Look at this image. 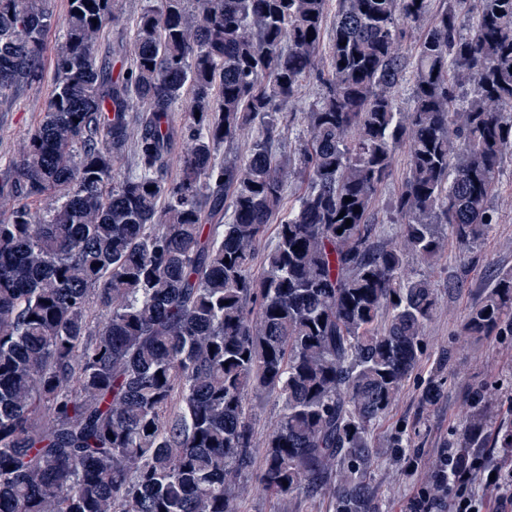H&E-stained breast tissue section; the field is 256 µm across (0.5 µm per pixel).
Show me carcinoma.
I'll list each match as a JSON object with an SVG mask.
<instances>
[{
	"label": "carcinoma",
	"instance_id": "obj_1",
	"mask_svg": "<svg viewBox=\"0 0 512 512\" xmlns=\"http://www.w3.org/2000/svg\"><path fill=\"white\" fill-rule=\"evenodd\" d=\"M338 2L324 71L329 0H146L115 50L130 57L118 79L95 50L119 0L68 3L44 115L0 185L16 200L0 218V512H236L252 489L380 512L364 481L373 428L419 364L436 306L406 257L433 265L444 224L470 247L496 223L512 0H477L469 29L470 0H448L410 53L430 0ZM52 14V0H0L1 97L43 79ZM311 79L321 93L290 171L273 153L278 115ZM242 134L246 154L217 162ZM130 143L134 168L114 185ZM404 144L401 223L379 247L371 211ZM293 173L305 188L287 206ZM39 198L43 209L27 204ZM505 329L512 272L463 335ZM266 392L282 409L248 484L249 398ZM496 407L485 395L468 407L459 447L512 449V428L491 431ZM388 447L405 459L412 441ZM428 473L430 499L448 504V451Z\"/></svg>",
	"mask_w": 512,
	"mask_h": 512
}]
</instances>
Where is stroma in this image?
<instances>
[{
	"label": "stroma",
	"mask_w": 512,
	"mask_h": 512,
	"mask_svg": "<svg viewBox=\"0 0 512 512\" xmlns=\"http://www.w3.org/2000/svg\"><path fill=\"white\" fill-rule=\"evenodd\" d=\"M51 84L43 82L0 98V182L8 175V163L39 123ZM319 87L305 84L298 101L279 115L283 136L278 154H294L304 136L301 110L314 102ZM408 172V151L399 149L392 171L380 187L372 208L376 226L375 242L387 246L396 239L398 225L392 204ZM498 221L477 245L463 248L449 240L447 250L433 266L409 258L410 268L421 271L431 282L438 298L436 309L425 328L426 344L415 371L405 380L400 394L373 431L381 442L398 430L413 432L414 452L426 461L438 450L456 447L464 425V409L477 387L495 392L499 421L512 422V336H462L464 319L488 288L495 275L512 269V156L506 157L503 174L492 196ZM444 383V392L429 407L421 403L422 392L431 377ZM366 482L381 512H408L407 506L422 483L421 475L410 474L405 462L392 457L389 449L375 457ZM238 512H328V498L298 496L282 502L265 493L241 498Z\"/></svg>",
	"instance_id": "35a3bbf8"
}]
</instances>
